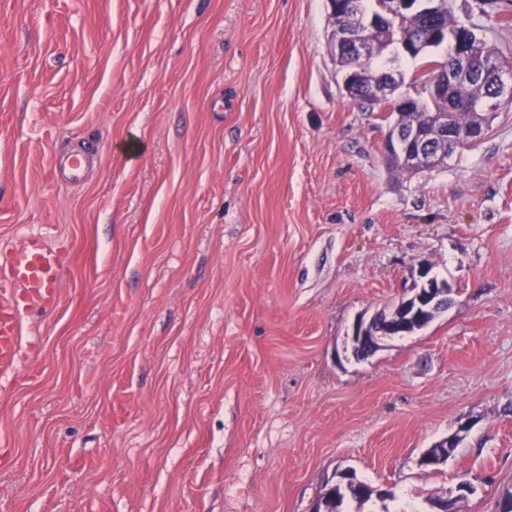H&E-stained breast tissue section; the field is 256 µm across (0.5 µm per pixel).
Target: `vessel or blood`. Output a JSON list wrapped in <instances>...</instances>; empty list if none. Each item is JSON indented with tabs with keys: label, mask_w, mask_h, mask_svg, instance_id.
I'll return each mask as SVG.
<instances>
[{
	"label": "vessel or blood",
	"mask_w": 512,
	"mask_h": 512,
	"mask_svg": "<svg viewBox=\"0 0 512 512\" xmlns=\"http://www.w3.org/2000/svg\"><path fill=\"white\" fill-rule=\"evenodd\" d=\"M62 250L28 235L0 252V376L15 375L24 356L27 313H54L61 303Z\"/></svg>",
	"instance_id": "b4317fda"
}]
</instances>
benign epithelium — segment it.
<instances>
[{
  "label": "benign epithelium",
  "instance_id": "1",
  "mask_svg": "<svg viewBox=\"0 0 512 512\" xmlns=\"http://www.w3.org/2000/svg\"><path fill=\"white\" fill-rule=\"evenodd\" d=\"M331 15L343 17L344 24L335 29L334 42L337 53L355 58L364 54L366 30L373 28L377 20L365 22L360 12L358 0H330ZM447 7L446 0H385L381 10L384 18L421 13L430 25H435ZM480 37L472 24H462L446 38L453 67L440 70L432 78L416 85V91H425L430 98L448 97V85L459 81L486 79L494 82L498 99L504 103L512 102V69L494 60H477V48ZM373 102L386 104L391 112L409 111L418 104L417 96L406 94L396 96L388 84H380L370 91ZM456 106L448 102V111L433 113L429 126L420 127L416 123L402 124L394 122L384 141L387 157L399 154L403 164L409 167L422 166L432 170L448 160L440 145L464 140L468 143L481 139L486 127L475 126L460 132L450 123L451 110ZM408 298L415 299L416 307L409 318L429 319L432 314L448 308L453 302V290L448 283L440 280L437 284L425 282V287L410 288ZM407 335L402 327L387 325L373 329L372 320L358 318L348 336L352 354L362 358L373 355L381 342Z\"/></svg>",
  "mask_w": 512,
  "mask_h": 512
}]
</instances>
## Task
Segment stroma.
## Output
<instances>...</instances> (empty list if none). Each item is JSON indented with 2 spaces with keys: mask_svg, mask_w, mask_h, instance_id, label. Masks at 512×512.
I'll use <instances>...</instances> for the list:
<instances>
[{
  "mask_svg": "<svg viewBox=\"0 0 512 512\" xmlns=\"http://www.w3.org/2000/svg\"><path fill=\"white\" fill-rule=\"evenodd\" d=\"M451 0L512 55V25ZM327 0H0V246L62 239L40 356L0 377V512H362L512 492V104L447 165L390 170ZM92 164L71 181L60 152ZM454 302L355 360L421 267ZM467 433L445 464L421 465ZM388 312H390V309L377 312V314L373 316V322L371 318L365 320L364 317H359L354 322L351 334L347 336L354 357L367 358L379 349L381 342L409 334L404 330V326L397 327L395 324L381 327L378 330L373 328L372 323L376 327L379 321L385 319ZM369 329L371 335L368 333ZM365 351L368 352L367 357H364ZM349 472L344 471L339 476L341 478L339 479L338 484L336 485V473L333 475L331 480H327L322 488V492L319 496V501H322L324 504V512H341L342 510H339L343 504L346 501L354 500L357 502H367L372 499V495H357L354 493L353 490L352 493L355 496H351L348 494V492L345 490V488H342L346 481H349L351 479V476L344 475L345 473Z\"/></svg>",
  "mask_w": 512,
  "mask_h": 512,
  "instance_id": "stroma-1",
  "label": "stroma"
}]
</instances>
